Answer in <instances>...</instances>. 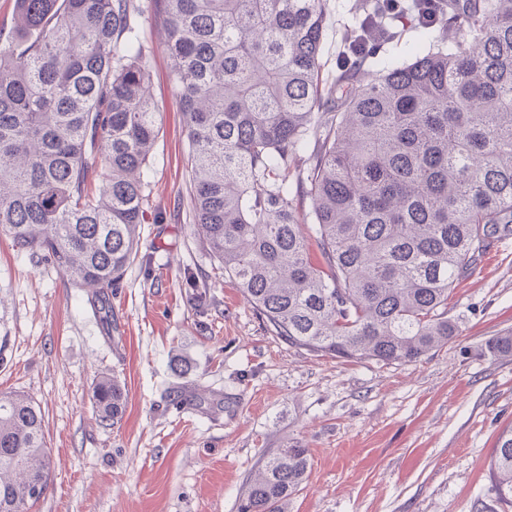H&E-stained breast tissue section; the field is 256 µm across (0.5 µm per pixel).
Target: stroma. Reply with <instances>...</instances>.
<instances>
[{"instance_id":"1","label":"stroma","mask_w":512,"mask_h":512,"mask_svg":"<svg viewBox=\"0 0 512 512\" xmlns=\"http://www.w3.org/2000/svg\"><path fill=\"white\" fill-rule=\"evenodd\" d=\"M354 0H336L321 52L337 71ZM161 132L138 255L111 311L0 235V392L40 404L51 454L30 512H238L258 462L293 444L310 467L286 512H490L489 460L512 426V237L457 283L454 342L384 365L317 357L276 336L194 226L188 141L160 20H142ZM125 410L100 422L97 379Z\"/></svg>"}]
</instances>
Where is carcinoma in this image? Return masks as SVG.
<instances>
[{
  "instance_id": "carcinoma-1",
  "label": "carcinoma",
  "mask_w": 512,
  "mask_h": 512,
  "mask_svg": "<svg viewBox=\"0 0 512 512\" xmlns=\"http://www.w3.org/2000/svg\"><path fill=\"white\" fill-rule=\"evenodd\" d=\"M148 2L182 103L194 224L270 330L385 365L453 341V284L512 236V0H443L432 21L356 0L329 82L334 0ZM143 13L18 0L17 33L0 37V233L103 307L139 248L160 132ZM93 403L120 418L121 386L96 382ZM308 465L297 446L259 463L239 512H285ZM490 471L512 508V427ZM49 477L40 408L0 394V512L32 508Z\"/></svg>"
}]
</instances>
